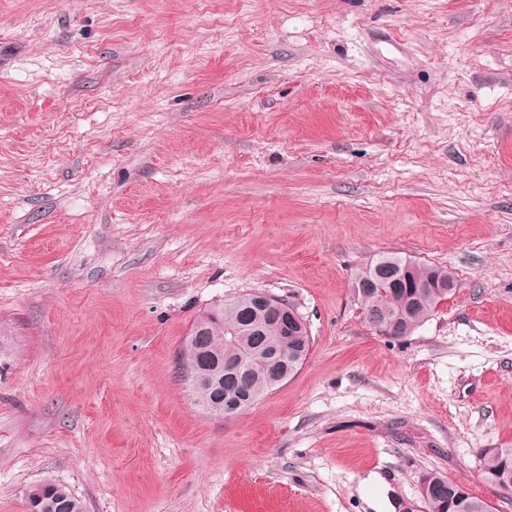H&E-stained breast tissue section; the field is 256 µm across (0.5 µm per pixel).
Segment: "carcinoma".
<instances>
[{"instance_id": "cac0c4a2", "label": "carcinoma", "mask_w": 512, "mask_h": 512, "mask_svg": "<svg viewBox=\"0 0 512 512\" xmlns=\"http://www.w3.org/2000/svg\"><path fill=\"white\" fill-rule=\"evenodd\" d=\"M405 258L393 253L379 256L355 277L354 293L363 317L374 309L386 310L391 322L389 336L403 338L424 323L437 306L452 296L448 289L430 288L453 279L444 269L414 262L406 278L384 281L375 288L361 282L386 263L402 264ZM255 293L223 301L205 311L193 323L178 352V369L189 395L204 413L215 417L235 416L249 409L261 397L275 390V367L264 368L259 359L276 355L288 362L293 376L307 359L312 347L307 330L292 334L282 321L267 316L254 305ZM484 480L512 494V446L480 448L476 451ZM420 496L424 512H493V507L465 485L448 476L429 472L421 479ZM31 512H86L84 502L66 486L44 481L26 492Z\"/></svg>"}]
</instances>
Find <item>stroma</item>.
Here are the masks:
<instances>
[{"mask_svg": "<svg viewBox=\"0 0 512 512\" xmlns=\"http://www.w3.org/2000/svg\"><path fill=\"white\" fill-rule=\"evenodd\" d=\"M394 252L456 291L362 319ZM312 349L229 419L174 359L219 300ZM0 512H496L512 445V0H0ZM406 259L393 253L380 255L356 274L354 282V293L360 304L365 323L368 324L367 317L372 310L385 309L387 320L391 322L390 329L386 320L381 317H376L372 321L377 331L383 335L389 331L387 336L392 338L411 335L433 314L442 301L454 294L455 290L454 288L448 292V288H451L448 279L454 281V277L448 270L411 260L410 271L405 279L400 277L401 272H396L395 276L400 278L395 283H390L389 279H386L378 287L361 288V282L371 277L379 266L386 263L402 264ZM435 282L448 284V287L422 288ZM479 471L484 480L512 494V446L480 448L476 451ZM424 512H493L485 499L447 475L429 472L421 479ZM26 506L33 512H86L84 502L66 486L43 481L26 492Z\"/></svg>", "mask_w": 512, "mask_h": 512, "instance_id": "35a3bbf8", "label": "stroma"}]
</instances>
